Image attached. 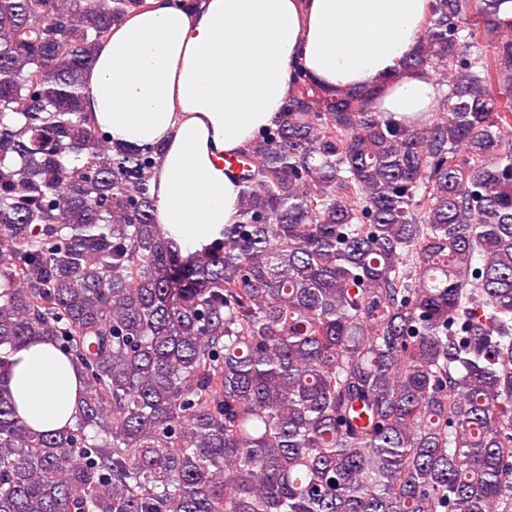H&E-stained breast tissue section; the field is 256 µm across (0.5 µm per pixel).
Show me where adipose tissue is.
<instances>
[{
    "label": "adipose tissue",
    "instance_id": "obj_1",
    "mask_svg": "<svg viewBox=\"0 0 512 512\" xmlns=\"http://www.w3.org/2000/svg\"><path fill=\"white\" fill-rule=\"evenodd\" d=\"M430 0H146L115 24L84 74V108L118 142L161 147L151 178L157 222L189 254L239 218L225 156L273 126L303 71L328 88L379 86L393 121L431 117L439 87L405 68ZM19 418L40 431L75 424L84 387L50 342L12 355Z\"/></svg>",
    "mask_w": 512,
    "mask_h": 512
}]
</instances>
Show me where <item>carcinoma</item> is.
Wrapping results in <instances>:
<instances>
[{
	"instance_id": "obj_1",
	"label": "carcinoma",
	"mask_w": 512,
	"mask_h": 512,
	"mask_svg": "<svg viewBox=\"0 0 512 512\" xmlns=\"http://www.w3.org/2000/svg\"><path fill=\"white\" fill-rule=\"evenodd\" d=\"M145 0H0V512H512V25L431 0L423 124L301 71L237 155L239 218L182 255L161 152L83 75ZM489 49L474 59L478 39ZM75 360L76 424L15 413L10 356Z\"/></svg>"
}]
</instances>
